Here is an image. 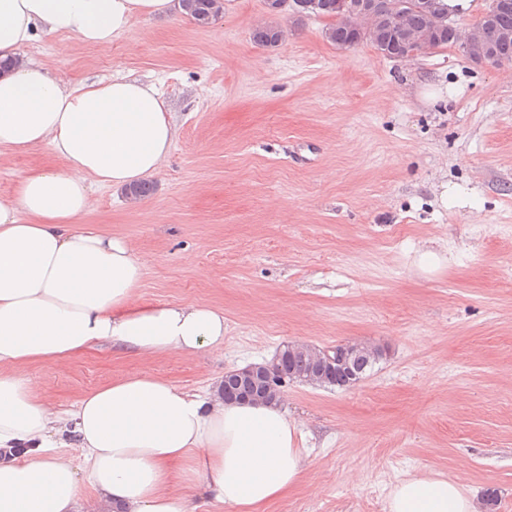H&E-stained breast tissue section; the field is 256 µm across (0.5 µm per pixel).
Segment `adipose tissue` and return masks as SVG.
I'll use <instances>...</instances> for the list:
<instances>
[{
  "mask_svg": "<svg viewBox=\"0 0 512 512\" xmlns=\"http://www.w3.org/2000/svg\"><path fill=\"white\" fill-rule=\"evenodd\" d=\"M175 0H0V151L47 146L64 171L32 170L0 197V512H195L203 494L257 512L298 483L307 450L281 405L189 393L143 372L53 408L21 374L101 342L137 356L224 348V312L138 303L144 266L118 236L82 224L93 185L154 177L178 136L154 85L131 76L68 86L21 50L39 34L106 48ZM89 486L92 499L82 496ZM388 512H480L447 479L395 484Z\"/></svg>",
  "mask_w": 512,
  "mask_h": 512,
  "instance_id": "1",
  "label": "adipose tissue"
}]
</instances>
